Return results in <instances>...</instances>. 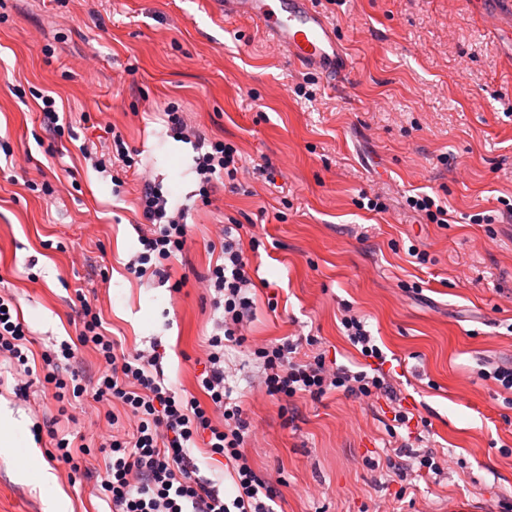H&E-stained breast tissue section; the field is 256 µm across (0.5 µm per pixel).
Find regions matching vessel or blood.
<instances>
[{
  "mask_svg": "<svg viewBox=\"0 0 512 512\" xmlns=\"http://www.w3.org/2000/svg\"><path fill=\"white\" fill-rule=\"evenodd\" d=\"M225 19H249L262 36L285 50L299 68L337 79L350 59L334 23L315 0H221Z\"/></svg>",
  "mask_w": 512,
  "mask_h": 512,
  "instance_id": "b4317fda",
  "label": "vessel or blood"
}]
</instances>
